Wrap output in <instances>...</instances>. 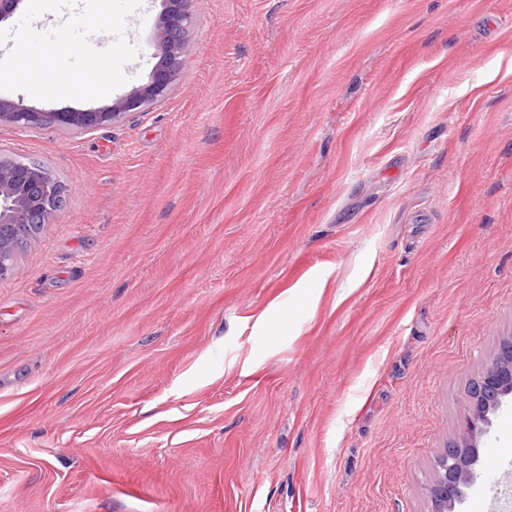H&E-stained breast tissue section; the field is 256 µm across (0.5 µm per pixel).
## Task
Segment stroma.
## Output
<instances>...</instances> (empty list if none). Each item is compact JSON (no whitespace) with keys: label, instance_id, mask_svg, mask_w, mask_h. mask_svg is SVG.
I'll return each instance as SVG.
<instances>
[{"label":"stroma","instance_id":"35a3bbf8","mask_svg":"<svg viewBox=\"0 0 512 512\" xmlns=\"http://www.w3.org/2000/svg\"><path fill=\"white\" fill-rule=\"evenodd\" d=\"M162 0L126 37L161 62ZM175 93L0 124L67 186L0 282V512H432L512 336V0H195ZM454 512H512V398Z\"/></svg>","mask_w":512,"mask_h":512}]
</instances>
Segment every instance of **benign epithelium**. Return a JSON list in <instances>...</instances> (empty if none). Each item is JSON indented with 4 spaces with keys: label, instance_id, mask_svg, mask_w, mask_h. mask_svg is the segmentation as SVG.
Returning a JSON list of instances; mask_svg holds the SVG:
<instances>
[{
    "label": "benign epithelium",
    "instance_id": "benign-epithelium-1",
    "mask_svg": "<svg viewBox=\"0 0 512 512\" xmlns=\"http://www.w3.org/2000/svg\"><path fill=\"white\" fill-rule=\"evenodd\" d=\"M193 0H165L155 41L162 54L161 68L144 87L94 112H37L20 101L0 99V123L20 127H55L83 133L147 112L174 94L187 53V25ZM66 185L40 164L19 156L0 155V281L13 276L18 252L14 232L30 224L51 223L66 196ZM512 396V338L503 340L497 355L474 379L468 392L472 413L459 436L442 449L429 487L436 512H448L474 476L479 460L478 439L489 424V414Z\"/></svg>",
    "mask_w": 512,
    "mask_h": 512
}]
</instances>
